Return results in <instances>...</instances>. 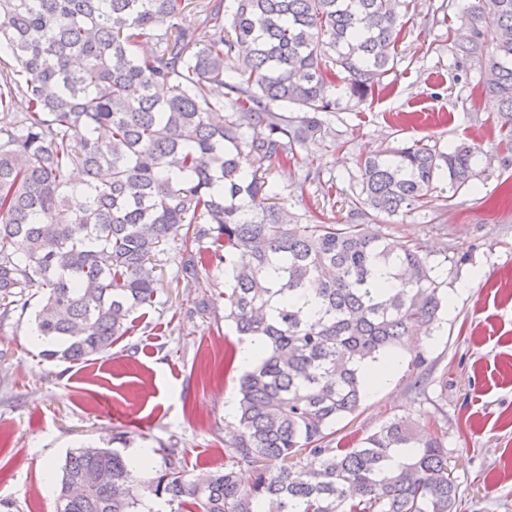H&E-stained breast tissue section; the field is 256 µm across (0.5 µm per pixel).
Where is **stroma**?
Segmentation results:
<instances>
[{
	"instance_id": "35a3bbf8",
	"label": "stroma",
	"mask_w": 512,
	"mask_h": 512,
	"mask_svg": "<svg viewBox=\"0 0 512 512\" xmlns=\"http://www.w3.org/2000/svg\"><path fill=\"white\" fill-rule=\"evenodd\" d=\"M441 2L410 6L386 90L373 103L324 113L323 138L273 167L272 177L289 212L343 224L359 157L413 140L466 142L486 156L474 188L449 202L434 193L429 207L370 225L422 247L446 283L448 307L423 347L426 395L408 373L413 348L401 349L386 384L369 389L336 430L360 438L411 416L422 432L443 435L461 512H512V153L499 144L480 67L448 50L468 0H454L447 22L428 24ZM310 171L319 181H305ZM327 181L336 184L331 200L320 190ZM157 259L154 305L95 360L43 356L32 340L42 289L29 291L26 312L0 321V512H55L53 475L69 451L89 443L123 454L151 449L156 467L161 447L172 448L193 478L223 464L224 428L235 422L226 401L237 396L224 363L237 341L224 323V272L210 264L185 278L174 240Z\"/></svg>"
}]
</instances>
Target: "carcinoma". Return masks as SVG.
<instances>
[{
  "instance_id": "obj_1",
  "label": "carcinoma",
  "mask_w": 512,
  "mask_h": 512,
  "mask_svg": "<svg viewBox=\"0 0 512 512\" xmlns=\"http://www.w3.org/2000/svg\"><path fill=\"white\" fill-rule=\"evenodd\" d=\"M231 2L201 6L198 31L177 23L186 0H0V319L45 288L47 356L104 354L154 303L156 251L178 235L184 272L224 265V320L263 341L237 378L224 466L191 480L164 448L144 478L87 444L65 458L56 512H144L147 499L185 512H457L448 449L410 418L336 438L364 402L362 364L388 371L407 338H432L446 296L428 255L359 224L299 223L269 172L321 137L336 89L357 105L383 90L406 0ZM493 3L471 0L465 34L448 40L485 67L512 151V0ZM478 154L421 140L372 153L351 207L385 224L440 183L471 186Z\"/></svg>"
}]
</instances>
